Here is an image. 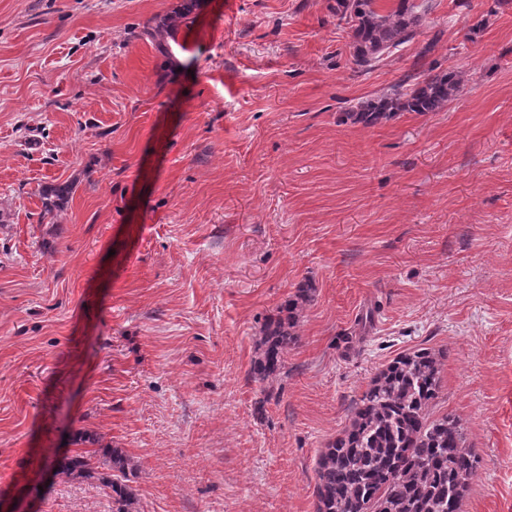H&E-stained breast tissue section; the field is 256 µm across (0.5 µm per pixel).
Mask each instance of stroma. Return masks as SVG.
<instances>
[{"mask_svg": "<svg viewBox=\"0 0 512 512\" xmlns=\"http://www.w3.org/2000/svg\"><path fill=\"white\" fill-rule=\"evenodd\" d=\"M180 2L0 0V512H112L55 474L91 432L143 512H315L320 451L420 348L479 457L463 512H512V0H432L367 73L334 0H199L165 58L143 28ZM433 63L468 78L444 110L343 122ZM294 297L281 311L286 312L285 317L279 316L265 325L261 343L264 349L253 361L251 368V375L257 381L264 382L277 372L288 346L296 340L294 329L298 323L300 308L310 299V289L298 288Z\"/></svg>", "mask_w": 512, "mask_h": 512, "instance_id": "stroma-1", "label": "stroma"}]
</instances>
